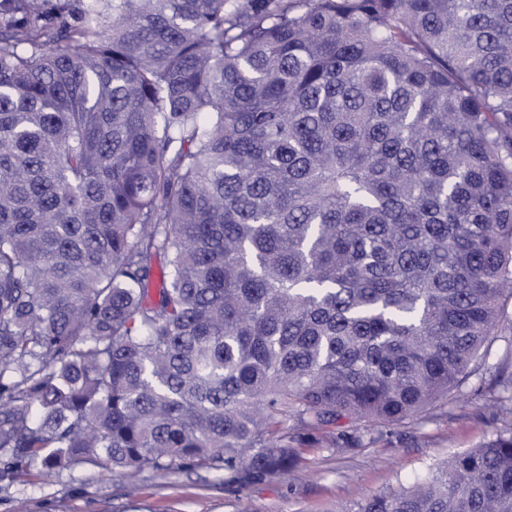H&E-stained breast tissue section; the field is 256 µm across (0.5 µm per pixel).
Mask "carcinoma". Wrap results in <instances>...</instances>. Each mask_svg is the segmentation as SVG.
<instances>
[{
  "label": "carcinoma",
  "mask_w": 512,
  "mask_h": 512,
  "mask_svg": "<svg viewBox=\"0 0 512 512\" xmlns=\"http://www.w3.org/2000/svg\"><path fill=\"white\" fill-rule=\"evenodd\" d=\"M508 284L512 0H0L6 470L285 475L448 396ZM499 400L336 512H512Z\"/></svg>",
  "instance_id": "cac0c4a2"
}]
</instances>
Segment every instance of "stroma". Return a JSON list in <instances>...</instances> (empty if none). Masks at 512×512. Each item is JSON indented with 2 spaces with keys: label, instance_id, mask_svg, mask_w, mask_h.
<instances>
[{
  "label": "stroma",
  "instance_id": "obj_1",
  "mask_svg": "<svg viewBox=\"0 0 512 512\" xmlns=\"http://www.w3.org/2000/svg\"><path fill=\"white\" fill-rule=\"evenodd\" d=\"M486 357L448 398L419 415L381 427L344 419L304 435L285 476L245 487L201 467L147 469L133 477L78 466L50 476L31 470L0 476V512H332L339 504L387 493L430 463L491 439L501 427L497 397L512 383V296Z\"/></svg>",
  "mask_w": 512,
  "mask_h": 512
}]
</instances>
